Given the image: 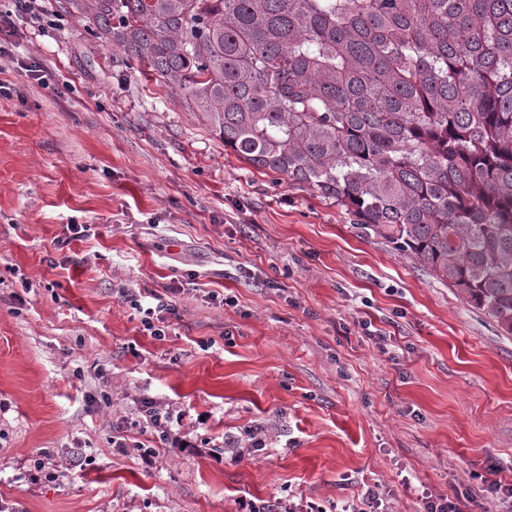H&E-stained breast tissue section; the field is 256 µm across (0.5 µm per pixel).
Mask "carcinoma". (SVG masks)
Masks as SVG:
<instances>
[{"mask_svg":"<svg viewBox=\"0 0 512 512\" xmlns=\"http://www.w3.org/2000/svg\"><path fill=\"white\" fill-rule=\"evenodd\" d=\"M56 2L512 335V0Z\"/></svg>","mask_w":512,"mask_h":512,"instance_id":"carcinoma-1","label":"carcinoma"}]
</instances>
